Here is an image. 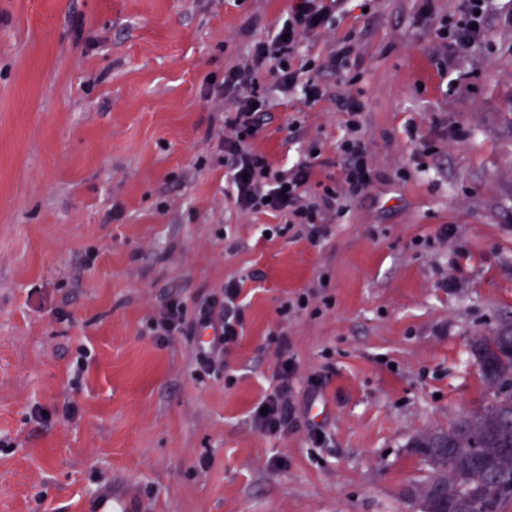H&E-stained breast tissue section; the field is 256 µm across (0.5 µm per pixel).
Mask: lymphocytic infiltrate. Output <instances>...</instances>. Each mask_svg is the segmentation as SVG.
<instances>
[{"instance_id": "lymphocytic-infiltrate-1", "label": "lymphocytic infiltrate", "mask_w": 512, "mask_h": 512, "mask_svg": "<svg viewBox=\"0 0 512 512\" xmlns=\"http://www.w3.org/2000/svg\"><path fill=\"white\" fill-rule=\"evenodd\" d=\"M488 2L462 0L457 18L442 19L440 39L461 49L476 42L485 30ZM330 18L331 8L323 0H296L281 26L268 39L254 44L245 66L225 72L224 82L217 89L226 102L222 149L229 199L243 212L286 215L289 223L302 226L314 242L323 236L328 219L336 216L338 201L356 195L369 184L372 170L366 162L358 121L361 102L348 98L337 103L348 116L346 134L337 147L344 160V178L324 184L320 194L309 192L314 162L305 159L276 166L254 149L253 142L270 106L260 79L267 65L277 69L282 91L299 90L316 101L322 98L323 91L308 77L307 67H294L293 60L302 41L328 26ZM239 295V286L232 283L222 293L199 299L191 311L180 301H168L152 319L150 331L161 342L175 336L198 337V365L210 373L220 372L243 323ZM276 345L277 364L272 374L275 386L262 401L261 412L254 415L256 428L269 435L285 430L296 414L289 388L296 361L287 335H279Z\"/></svg>"}]
</instances>
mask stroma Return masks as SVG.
Wrapping results in <instances>:
<instances>
[{
    "mask_svg": "<svg viewBox=\"0 0 512 512\" xmlns=\"http://www.w3.org/2000/svg\"><path fill=\"white\" fill-rule=\"evenodd\" d=\"M293 5L0 0V512H80L117 472L154 512H417V441L493 401L469 345L512 324V0L463 54L437 36L460 0H338L302 51L319 101L265 72L274 164L335 157L337 99L363 105L375 178L316 244L234 207L205 93ZM232 282L223 373L152 336ZM279 333L298 416L267 435Z\"/></svg>",
    "mask_w": 512,
    "mask_h": 512,
    "instance_id": "stroma-1",
    "label": "stroma"
}]
</instances>
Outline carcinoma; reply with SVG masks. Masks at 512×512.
I'll list each match as a JSON object with an SVG mask.
<instances>
[{"label":"carcinoma","instance_id":"cac0c4a2","mask_svg":"<svg viewBox=\"0 0 512 512\" xmlns=\"http://www.w3.org/2000/svg\"><path fill=\"white\" fill-rule=\"evenodd\" d=\"M471 353L495 399L417 442L432 475L421 488L432 512L512 508V325L473 339Z\"/></svg>","mask_w":512,"mask_h":512}]
</instances>
